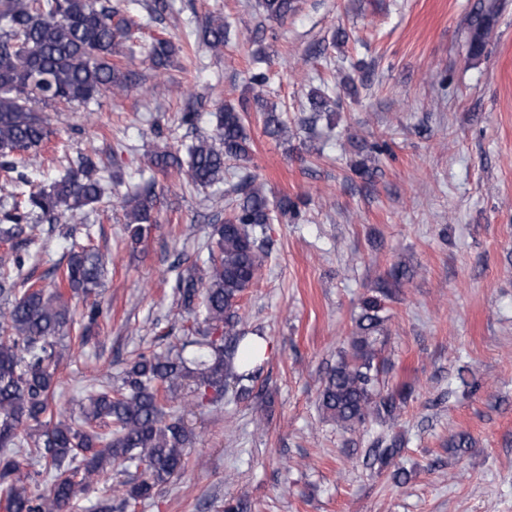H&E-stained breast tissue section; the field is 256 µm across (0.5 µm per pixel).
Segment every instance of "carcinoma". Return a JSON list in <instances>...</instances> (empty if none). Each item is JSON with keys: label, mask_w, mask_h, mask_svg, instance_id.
Masks as SVG:
<instances>
[{"label": "carcinoma", "mask_w": 512, "mask_h": 512, "mask_svg": "<svg viewBox=\"0 0 512 512\" xmlns=\"http://www.w3.org/2000/svg\"><path fill=\"white\" fill-rule=\"evenodd\" d=\"M295 0H259L266 19L281 22L296 10ZM120 8L95 5L94 0H0V169L17 173L30 164L36 150L52 135L41 103L89 102L120 96L134 74L115 61L124 55L126 42L138 23L119 17ZM492 32L490 14L479 10L470 21L468 53L482 54ZM202 41L209 52H224V21L206 19ZM183 49L164 37L154 39L146 55L161 75L178 62ZM269 77L261 68L250 72L249 95L238 104L225 103L215 112V132L201 137L181 156L157 151L149 168L175 171L185 182L201 188L224 181L231 164L250 159L247 114H262L265 132L276 138L288 135V124L278 105L266 98ZM330 97L318 89L308 97L314 125L327 111ZM125 186L118 200L127 210L125 234L137 248L156 227L157 197L152 180L124 184L121 178L87 159L52 184L17 198L7 181L0 191L13 200L0 218V238L21 245L43 231L41 222L66 215L82 222L85 209L95 208L104 195V182ZM237 199L222 224L212 225L208 258L203 267L193 263L178 276L180 306L187 312L201 307L202 320L184 330L178 343L164 350L139 354L115 377H107L64 420L54 419L51 397L63 358V340L73 322L71 298L88 299L102 285L103 256L93 247L69 252L63 268H56L51 286H29L21 291L8 275H0V499L6 512H66L73 498L102 482L112 466L144 465V476L128 485L122 504L146 499L161 490L185 466L188 434L185 413L214 405L236 389L245 399L261 367L242 353L248 332L242 328L239 300L257 282L261 267L260 241L268 224L278 217L299 216L298 203L283 197L270 208L256 177L243 171L235 187ZM410 275L397 267L377 290L389 296L391 287ZM377 297L364 299L336 365L323 381L319 397L322 414L344 431L367 422L394 421L409 395L406 388L383 392L378 362L385 318ZM103 315L98 301L83 313L87 331ZM182 392L179 403L173 393ZM32 444L40 449L52 480L41 492L32 490L21 473L19 449ZM403 442L393 439L368 449L378 468L394 464Z\"/></svg>", "instance_id": "1"}]
</instances>
